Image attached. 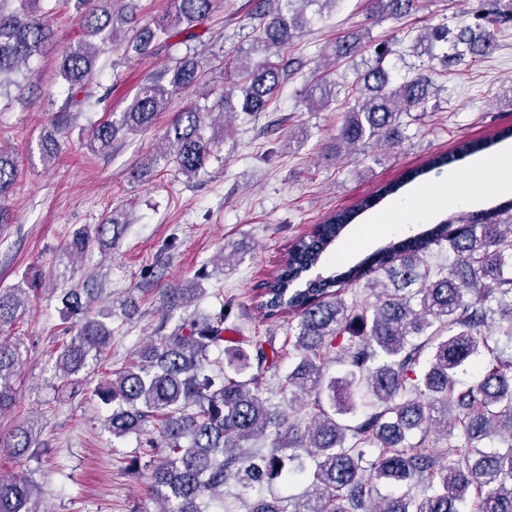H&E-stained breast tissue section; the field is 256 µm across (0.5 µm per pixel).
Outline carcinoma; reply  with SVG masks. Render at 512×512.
<instances>
[{
	"mask_svg": "<svg viewBox=\"0 0 512 512\" xmlns=\"http://www.w3.org/2000/svg\"><path fill=\"white\" fill-rule=\"evenodd\" d=\"M0 0V97L10 88L20 64L43 55L53 40L36 0ZM140 0H76L81 40L58 60L67 97L87 93L95 79L97 59L105 46L123 47L141 58L156 54L180 28L201 24L216 0H174V8L148 21ZM337 0H279L261 17L256 43L270 51L257 66L240 58L229 62L230 88H215V107L226 114L238 99L245 113L264 112L273 93L287 77L283 51L299 39L308 22L304 8L334 5ZM419 0H374L373 8L393 17L418 9ZM478 23L421 36L429 43L445 36L448 62L482 56L491 46V27L512 21L490 4L474 14ZM367 48L355 35L336 42L334 60H354ZM388 45L373 46L374 64L357 77L354 104L343 114L336 145L349 150L373 142L397 144L403 138V113L423 108L432 80L418 74L393 80L383 62ZM202 83L197 62L183 57L173 68L149 77L121 112L92 126L86 146L93 153L111 149L123 130L151 129L172 96L192 92ZM333 95L332 83L317 75L305 90L310 107H322ZM209 109L187 104L171 121L164 137L167 151L147 158V165L174 164L188 178L206 168L224 140V128L205 136ZM512 138V128L488 139L464 144L458 158L485 153ZM451 161L435 153L412 175L385 183L383 200L405 185L431 173H441ZM19 175L18 160L0 149V198L10 193ZM371 209L361 199L347 210L330 214L310 236L296 240L270 281L257 294V307L268 318L288 314V356L292 367L281 385L282 399L273 403L262 386L244 378L249 357L227 350L224 368H215L210 352L224 346V302L212 313L184 319L168 336L145 343L124 367L104 378L94 396L112 407L102 426L114 439L139 435L152 428L156 437L138 451L128 471L147 473L159 512H210L224 503V488L249 502L246 512H512V360L504 361L489 345L492 324L512 337V202L477 213H461L399 241H390L347 269L336 272L326 264L328 251L347 227ZM128 224L113 217L103 224L79 227L64 255L81 257L91 242L110 248ZM448 249V263L433 271L425 265L432 248ZM380 287L369 305L349 302V287L361 281ZM30 287L0 289V331L23 319ZM184 310L198 307L200 288H175ZM63 320H76V333L63 344L56 359L60 378L71 377L89 362L103 361L112 340L107 324L112 312L94 310L95 297L77 288L61 294ZM22 342L0 336V416L17 407L11 383L23 362ZM346 362L350 369L330 376L326 363ZM258 371L279 376L281 355L256 348ZM482 365V380L461 388L458 376ZM459 430L466 451L442 464L419 444L408 442L413 431ZM501 437L504 450L487 453L483 440ZM41 430L33 425L0 436V456L18 462L40 445ZM273 437L265 451L248 443ZM313 459L307 466L300 451ZM373 459L365 461L367 451ZM422 486L382 499L374 506L381 485ZM298 483V495L266 494L274 484ZM0 512H44L33 481L0 478Z\"/></svg>",
	"mask_w": 512,
	"mask_h": 512,
	"instance_id": "carcinoma-1",
	"label": "carcinoma"
}]
</instances>
